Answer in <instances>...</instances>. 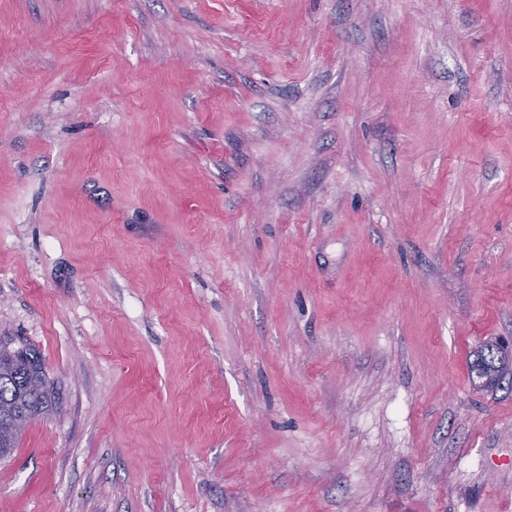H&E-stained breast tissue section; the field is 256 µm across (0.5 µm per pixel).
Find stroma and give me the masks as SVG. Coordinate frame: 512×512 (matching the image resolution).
<instances>
[{
    "mask_svg": "<svg viewBox=\"0 0 512 512\" xmlns=\"http://www.w3.org/2000/svg\"><path fill=\"white\" fill-rule=\"evenodd\" d=\"M512 0H0V512H512ZM474 357L472 371L482 382L479 387L493 388L502 374L512 368V354L508 346H502L498 342H484L477 350L473 351ZM5 369L0 372V457L10 455L19 443L23 428L14 430V412L26 409L35 417L53 410L55 388L45 376L44 366L33 349L10 351L1 346Z\"/></svg>",
    "mask_w": 512,
    "mask_h": 512,
    "instance_id": "1",
    "label": "stroma"
}]
</instances>
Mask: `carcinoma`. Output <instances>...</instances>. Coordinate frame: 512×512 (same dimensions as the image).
Wrapping results in <instances>:
<instances>
[{
	"mask_svg": "<svg viewBox=\"0 0 512 512\" xmlns=\"http://www.w3.org/2000/svg\"><path fill=\"white\" fill-rule=\"evenodd\" d=\"M472 371L480 387L493 388L502 374L512 369V351L498 342L487 341L473 351ZM5 369L0 372V457L10 455L19 443L21 431L12 427L14 412L26 409L35 415L53 410L56 391L44 373L33 349L10 351L0 348Z\"/></svg>",
	"mask_w": 512,
	"mask_h": 512,
	"instance_id": "carcinoma-1",
	"label": "carcinoma"
}]
</instances>
